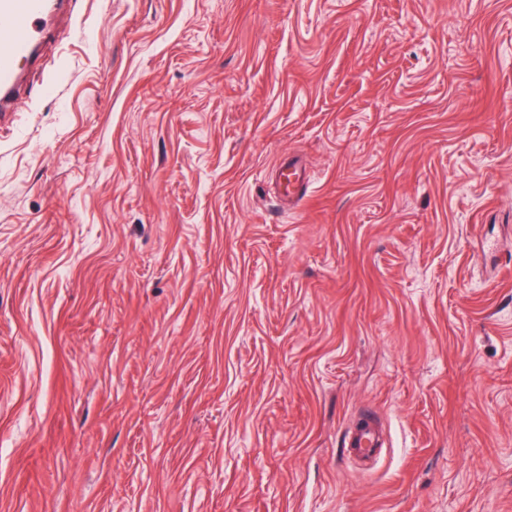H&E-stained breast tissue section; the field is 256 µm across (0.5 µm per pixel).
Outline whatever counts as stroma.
<instances>
[{
  "label": "stroma",
  "instance_id": "obj_1",
  "mask_svg": "<svg viewBox=\"0 0 512 512\" xmlns=\"http://www.w3.org/2000/svg\"><path fill=\"white\" fill-rule=\"evenodd\" d=\"M56 30L0 120V512H512V0ZM382 427L372 414L360 416L345 431L344 451L355 458H369L381 451Z\"/></svg>",
  "mask_w": 512,
  "mask_h": 512
}]
</instances>
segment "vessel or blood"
<instances>
[{
  "label": "vessel or blood",
  "mask_w": 512,
  "mask_h": 512,
  "mask_svg": "<svg viewBox=\"0 0 512 512\" xmlns=\"http://www.w3.org/2000/svg\"><path fill=\"white\" fill-rule=\"evenodd\" d=\"M66 0H0V112L14 111L22 89V66L38 57L54 34V18ZM376 416L358 417L345 431L344 451L357 458L380 452Z\"/></svg>",
  "instance_id": "1"
}]
</instances>
